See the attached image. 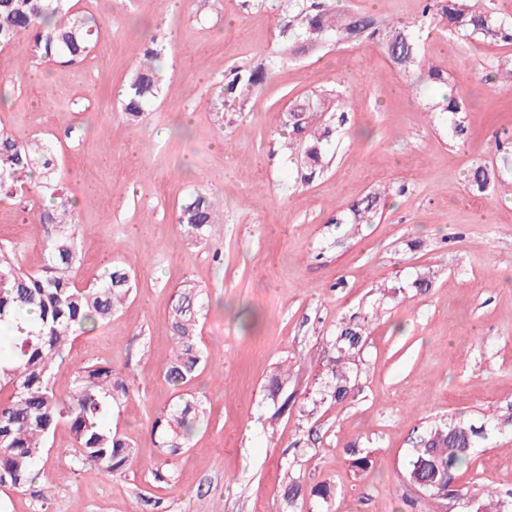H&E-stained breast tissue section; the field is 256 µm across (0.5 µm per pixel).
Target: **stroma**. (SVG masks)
Segmentation results:
<instances>
[{"mask_svg":"<svg viewBox=\"0 0 512 512\" xmlns=\"http://www.w3.org/2000/svg\"><path fill=\"white\" fill-rule=\"evenodd\" d=\"M77 10L111 17L95 52L32 78V45L0 50V123L52 141L58 174L77 202L79 284L106 263L136 279L109 323L77 337L55 368L58 395L74 366L108 361L124 370L134 396L112 425L138 453L116 477L78 471L66 428L51 436L43 477L68 480L51 498L11 491L8 512H471L494 491L512 507V192L474 194L473 165L499 167L493 135L512 136V89L486 83L512 45H486L432 32L427 54L469 105L467 135L452 144L429 104L439 96L418 72H404L378 41L363 40L283 58L229 126L214 92L237 64L278 54L284 0L245 10L239 0H73ZM373 15L379 28L421 20L420 0H339ZM156 37L163 82L139 124L118 112V93L144 35ZM320 89L349 100L348 124L327 145L332 160L301 184V158L279 135L290 101ZM386 189L373 223L351 229L350 206ZM204 189L215 200L216 231L187 241L180 205ZM47 199L0 200V242L28 272L43 265L39 214ZM429 273L430 288L410 283ZM204 294L201 340L209 358L189 386L207 418L188 448L155 479V417L176 402L163 378L173 355L174 292ZM369 315L357 355V392L316 403L336 355V325ZM288 366L295 406L274 417L264 387ZM456 418L480 426L468 469L456 478L464 498L433 499L406 475L427 422ZM370 457L359 472L353 452ZM302 495L286 501L287 480ZM325 486L327 499L311 496Z\"/></svg>","mask_w":512,"mask_h":512,"instance_id":"stroma-1","label":"stroma"}]
</instances>
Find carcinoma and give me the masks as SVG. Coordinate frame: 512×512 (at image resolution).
Segmentation results:
<instances>
[{"mask_svg": "<svg viewBox=\"0 0 512 512\" xmlns=\"http://www.w3.org/2000/svg\"><path fill=\"white\" fill-rule=\"evenodd\" d=\"M422 25L396 26L382 37L381 48L394 63L410 71L425 69V81L448 86L443 71L426 58V28L449 36L483 43L512 40V16H504L486 0H422ZM104 20L80 15L71 0H0V48L28 38L33 43L31 66L75 64L96 48ZM280 55L257 66L242 64L224 75L216 103L218 121L230 126L244 110L247 98L263 85L283 56L297 54L309 46L340 44L346 40L372 39L378 34L375 19L367 13H341L334 0H289L288 13L277 23ZM161 50L155 37L145 40L141 56L133 63L122 96V118L134 126L158 98ZM485 76L512 86V64L494 63ZM323 95L315 93L295 102L284 114L288 130V150L302 148L301 182L306 184L328 165L323 143L333 134V125L348 119V105L337 93L334 115L320 118ZM466 100L451 89L429 107L431 112L448 113V135L457 142L466 127L461 114ZM495 150L501 154L502 171L512 170V140L495 136ZM39 171V180L30 179ZM469 188L485 194L505 179L487 166L477 164L468 173ZM50 192L40 213L44 234V264L38 273L24 272L15 259L14 248L0 245V331L6 344L0 345V391L10 395L0 399V489L23 490L41 476L40 464L47 460V438L58 426H66L74 441V459L83 471L93 475L122 474L136 455L135 446L112 430L110 418L131 397L126 376L110 362L77 367L69 395L61 397L51 383L54 366L66 362L78 332H87L112 319L125 303L134 283L121 266L110 264L92 284L81 286L73 276L80 260L79 232L72 197L59 186L54 146L47 140L18 137L0 124V196L17 192ZM380 192H371L354 203L343 224H370L377 214ZM176 221L187 237L203 241L214 222V205L208 193L197 191L181 208ZM202 289L187 283L173 299L170 327L174 339L173 357L164 370L165 381L178 388L198 377L207 355L198 340ZM32 313L37 325L24 335L16 333L21 315ZM368 317L351 316L336 326L331 345L338 352L336 368L323 386L322 396L334 403L350 397L356 379L342 366L344 358L362 343ZM285 379L276 374L266 386L267 397L280 403L278 412L288 410L282 398ZM206 417L202 399L191 394L159 413L151 434L159 450V460L177 455L187 447L195 427ZM480 434L458 419L430 425L413 449L407 476L429 484V495L461 496L454 485L456 475L470 464L472 448Z\"/></svg>", "mask_w": 512, "mask_h": 512, "instance_id": "carcinoma-1", "label": "carcinoma"}]
</instances>
